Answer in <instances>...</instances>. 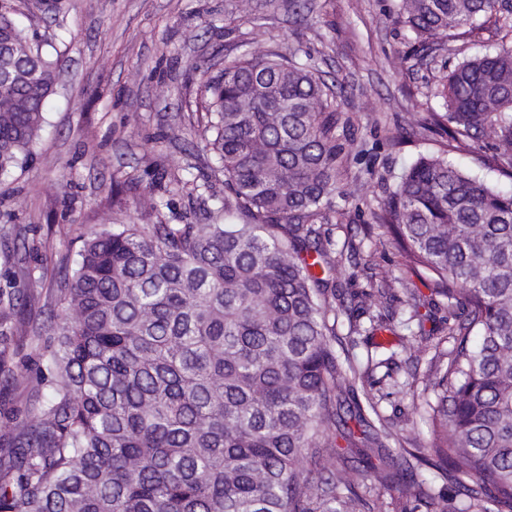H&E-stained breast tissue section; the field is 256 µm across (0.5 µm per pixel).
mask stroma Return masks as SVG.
Segmentation results:
<instances>
[{"instance_id":"obj_1","label":"stroma","mask_w":512,"mask_h":512,"mask_svg":"<svg viewBox=\"0 0 512 512\" xmlns=\"http://www.w3.org/2000/svg\"><path fill=\"white\" fill-rule=\"evenodd\" d=\"M21 26L61 54L56 90L23 171L0 183V284L27 283L17 308L43 330L56 288L70 272L83 234L100 224H194L224 218V176L201 135L207 124L204 84L242 53L271 54L282 45L309 54L339 104L346 146L344 223L336 241H363L368 267L341 264L339 283L359 291L369 278L394 274L392 306L428 288L377 228L373 214L394 178L419 155L450 161L497 188L512 190L491 140L447 139L426 128L441 111L434 88L457 63L455 43L433 53L415 46L397 19V0H11ZM443 310L397 325L383 338L397 349L396 382L379 398L381 415L408 439L428 441L431 410L405 387L424 376L436 353ZM27 383L0 391V414L26 413L48 396L34 342L9 352Z\"/></svg>"}]
</instances>
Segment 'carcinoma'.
<instances>
[{"instance_id":"obj_1","label":"carcinoma","mask_w":512,"mask_h":512,"mask_svg":"<svg viewBox=\"0 0 512 512\" xmlns=\"http://www.w3.org/2000/svg\"><path fill=\"white\" fill-rule=\"evenodd\" d=\"M427 47L491 23L512 30V0H398ZM0 181L32 158L60 59L0 0ZM298 50L224 60L204 85V148L224 173V214L242 222L93 227L57 289L45 358L50 396L32 419L11 418L21 449L0 468V512H512V192L448 160L419 156L374 213L391 244L443 306L452 344L431 361L428 445L402 444L376 403L348 402L357 381L396 352L359 367L336 351L349 335L393 331L394 275L347 292L341 250L324 222L343 194L338 104ZM436 95L430 124L451 138L495 141L512 160V40L465 56ZM0 287V376L14 301ZM383 304L371 313L374 301ZM367 315L368 323L360 322ZM391 500L340 487L350 459ZM427 466L448 499L420 478Z\"/></svg>"}]
</instances>
